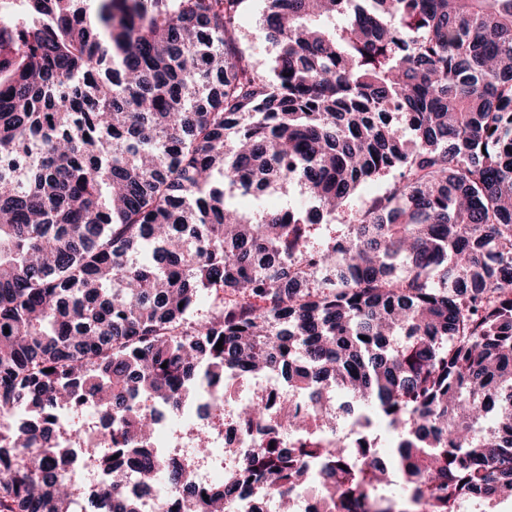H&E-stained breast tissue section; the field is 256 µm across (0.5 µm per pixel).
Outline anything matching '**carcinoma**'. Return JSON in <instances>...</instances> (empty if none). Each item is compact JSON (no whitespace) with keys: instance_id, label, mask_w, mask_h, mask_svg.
I'll use <instances>...</instances> for the list:
<instances>
[{"instance_id":"cac0c4a2","label":"carcinoma","mask_w":512,"mask_h":512,"mask_svg":"<svg viewBox=\"0 0 512 512\" xmlns=\"http://www.w3.org/2000/svg\"><path fill=\"white\" fill-rule=\"evenodd\" d=\"M22 2L0 17V512H142L154 481L168 512L512 498V0H266L269 74L247 0ZM391 172L325 240L297 205L224 202L298 189L333 215ZM227 377L288 394L235 408L224 482L151 457L155 407L207 390L220 423ZM66 405L103 414L92 498ZM247 4V19L240 33L241 44L251 50L254 61L261 71L270 72L277 48L272 41L267 39L265 31L258 26V18L261 15L264 2L263 0H249ZM224 191L228 197V206L246 215H253L254 213L271 208L287 207L286 200L277 194L267 192L246 197L235 194L233 197H230L227 185H224Z\"/></svg>"}]
</instances>
